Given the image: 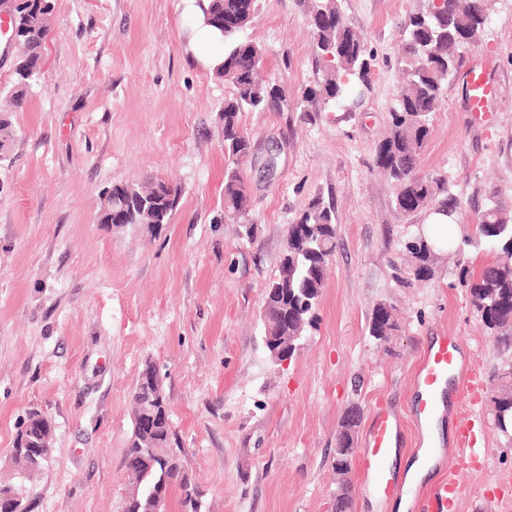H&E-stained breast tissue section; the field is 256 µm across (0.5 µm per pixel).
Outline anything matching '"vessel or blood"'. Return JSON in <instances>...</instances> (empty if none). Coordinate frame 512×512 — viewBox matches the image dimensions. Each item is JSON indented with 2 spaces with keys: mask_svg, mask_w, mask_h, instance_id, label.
<instances>
[{
  "mask_svg": "<svg viewBox=\"0 0 512 512\" xmlns=\"http://www.w3.org/2000/svg\"><path fill=\"white\" fill-rule=\"evenodd\" d=\"M469 91V109L476 122H484L489 116L490 103L496 96L486 68L470 66L463 72ZM457 337L440 339L437 347L425 355L415 374V384L424 393L414 409L418 425H427L439 411V391L448 380H461L464 391L476 388L472 373L463 372L460 363ZM397 424L388 414H379L370 426L367 442L362 452V468L370 478L373 493L382 499L389 498L397 487L394 474L387 467L396 445ZM456 455L458 464L449 466L444 477L421 494L423 512H455L466 473L481 469L482 451L469 423H461L457 436Z\"/></svg>",
  "mask_w": 512,
  "mask_h": 512,
  "instance_id": "vessel-or-blood-1",
  "label": "vessel or blood"
}]
</instances>
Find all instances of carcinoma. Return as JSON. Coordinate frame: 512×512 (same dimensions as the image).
Masks as SVG:
<instances>
[{"label":"carcinoma","mask_w":512,"mask_h":512,"mask_svg":"<svg viewBox=\"0 0 512 512\" xmlns=\"http://www.w3.org/2000/svg\"><path fill=\"white\" fill-rule=\"evenodd\" d=\"M51 0H21L14 17L19 53L15 65V89L0 110V154L8 156L15 138L12 108L22 104L28 90L45 82L42 50L49 36ZM490 0H433L411 17L397 48V61L404 67L405 85L390 112L387 137L375 151V165L392 181L395 207L408 215L429 207L446 210L454 205L443 176L420 172L419 156L431 135V118L441 103L448 79L456 68L460 47L477 42L487 24ZM257 10V0H205L199 21L220 33L224 40V60L214 69L230 92L220 115L224 134V215L244 220L249 215V196L239 168L250 154V141L240 122L244 112L272 110L288 106L282 90L258 78V46L244 37ZM317 51L322 56V79L305 89L303 100L312 102L345 100L352 82L368 74L367 46L363 37L344 20L337 0H316L311 15ZM179 198L178 188L160 181L142 188L116 184L100 202L98 222L115 219L124 224H169ZM481 224L468 244L484 246L498 259L479 272L459 265L458 278L466 287L470 302L484 324L505 334L512 333V218L495 205L481 215ZM337 225L334 210L319 199L311 200L288 225V235L278 273L269 286L288 289V295L266 296L270 319L268 333L287 341L304 336L314 324L318 299L324 288V270L336 249ZM406 263H392L398 281L431 277L438 249L426 236L411 232L404 241ZM398 329L393 309L378 307L372 315L369 333L385 340ZM145 365L132 392L134 410L155 407L159 422L149 441L131 435L125 461L138 488L137 501L124 500L123 512H148L151 500L170 498L180 490L181 512H201L200 493L187 480L182 449L171 447L172 430L165 394L146 378ZM495 424L512 444V368L500 374L492 395ZM51 425H37L18 431L13 461L26 472H34L33 462L23 452L38 448L47 454Z\"/></svg>","instance_id":"carcinoma-1"}]
</instances>
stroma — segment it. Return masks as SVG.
<instances>
[{"label": "stroma", "mask_w": 512, "mask_h": 512, "mask_svg": "<svg viewBox=\"0 0 512 512\" xmlns=\"http://www.w3.org/2000/svg\"><path fill=\"white\" fill-rule=\"evenodd\" d=\"M314 0H259L248 37L261 73L288 97L281 112H246L251 150L241 177L244 222L224 218L219 116L229 88L193 52L198 0H54L44 84L13 113L0 162V479L33 512H121L131 393L145 363L164 384L173 447L202 493V512H335L336 432L361 412L363 447L381 411L399 422L397 455L421 435L411 376L434 337L458 336L466 370L484 385L473 406L484 459L467 474L457 512H512V446L498 433L487 385L512 365V334H492L457 282L483 247L439 256L428 281L398 284L390 262L427 211L395 208L374 165L404 75L396 51L421 0H338L373 60L340 104L303 103L322 75ZM493 60L490 124L476 125L452 76L420 169L448 178L465 226L488 204L512 214V0H493L481 41L459 65ZM165 179L181 191L170 223H98L100 194ZM334 207L336 251L317 321L290 362L263 341L265 286L288 226L310 200ZM392 306L388 341L368 333ZM38 409L53 426L34 479L11 462L18 424Z\"/></svg>", "instance_id": "stroma-1"}]
</instances>
